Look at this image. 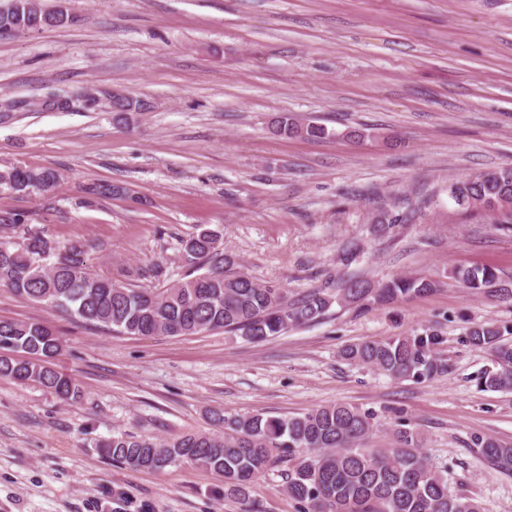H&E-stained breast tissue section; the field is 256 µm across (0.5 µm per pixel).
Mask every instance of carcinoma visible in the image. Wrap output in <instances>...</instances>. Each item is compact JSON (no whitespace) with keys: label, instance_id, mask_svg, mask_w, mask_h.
I'll return each mask as SVG.
<instances>
[{"label":"carcinoma","instance_id":"obj_1","mask_svg":"<svg viewBox=\"0 0 512 512\" xmlns=\"http://www.w3.org/2000/svg\"><path fill=\"white\" fill-rule=\"evenodd\" d=\"M72 22L61 9L47 10L32 0L0 4V30H39ZM281 134L323 139L327 127L300 125L284 115ZM60 182L50 168L13 166L0 171V188L18 194L48 192ZM127 188L112 183L87 187L96 198L123 195ZM455 203L470 209L512 205V168H495L449 187ZM414 212L382 217L373 233L385 237L395 223L411 222ZM189 265L185 277L161 290L148 283L165 278L159 264L127 270L128 282H116L84 264V247L76 242L58 251L16 214L0 216V287L18 297L86 324L129 336H188L222 330L253 343L280 336L293 327L322 320L332 305L368 311L433 291L436 283L414 275L388 280L352 278L338 288H314L297 297L273 282L257 280L238 260L224 252L223 229L199 225L182 240ZM452 277L476 292L488 288L512 301V287L500 285L487 267H458ZM512 326L478 323L466 341L490 349L497 368L483 373L480 385L512 391ZM441 336L434 329L391 336L344 347L340 357L373 368L394 379L423 382L447 370L439 355ZM62 340L48 321L0 320V378L38 385L65 402L82 397L78 382L55 368ZM220 433H190L171 440L121 434L97 444L111 463L135 470H162L190 462L224 482V495L244 498L265 471L288 463L286 491L305 504L304 512H482L476 499L448 489V477L420 450L417 433L399 424L390 448L369 441L371 414L345 404H330L295 416L261 413H212ZM473 445L503 471H512V447L476 436Z\"/></svg>","mask_w":512,"mask_h":512}]
</instances>
